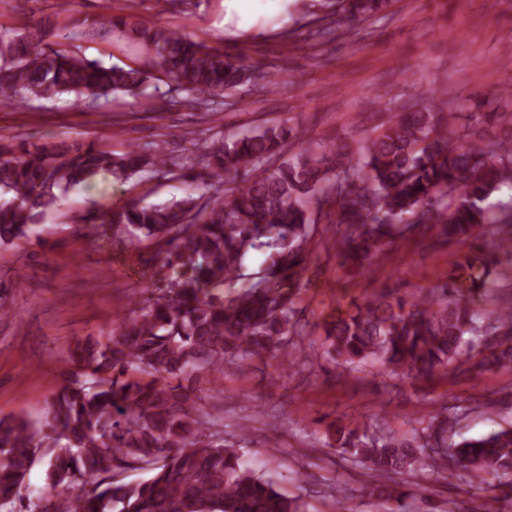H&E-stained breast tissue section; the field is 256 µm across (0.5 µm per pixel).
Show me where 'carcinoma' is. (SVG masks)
<instances>
[{
  "mask_svg": "<svg viewBox=\"0 0 512 512\" xmlns=\"http://www.w3.org/2000/svg\"><path fill=\"white\" fill-rule=\"evenodd\" d=\"M389 0H305L302 14L319 26L314 39L342 35L345 19L371 18ZM137 51L131 64L88 58L81 42L97 22L72 19L64 8L49 24L0 30V106L58 101L69 94L96 103L138 96L164 83L182 101L215 109L224 97L257 79L253 67L202 40L128 13L108 17ZM509 128L491 139L493 121ZM434 105L403 107L375 138L353 146L326 142L286 157L296 137L279 126L222 131L190 141L188 157L205 170L201 185L166 203L130 199L80 217L89 242L107 232L120 241L149 243L150 285L134 291L132 317L102 341H78L71 352L75 379L51 398L42 419L0 417V506L22 497L41 449L49 455L47 488L34 512H307L264 471L242 460L246 433L227 444L197 414L187 383L223 380L256 356L288 372L297 365L292 288L306 261L310 227L332 225L336 260L361 276L385 260L399 240L431 233L458 248L456 277L409 295L377 296L325 328L327 360L343 373L430 378L473 352L475 367L512 366V303L483 318L474 297L494 286L499 256L512 258V239L485 250L479 240L512 226V202L491 206L512 184V115H469L451 131ZM168 167L164 147L114 150L74 145L0 144V248L26 240L54 211L62 193L102 178L125 185ZM266 254L248 271L245 258ZM235 288L231 298L224 289ZM450 416L397 436L366 424L334 426L327 446L366 469L384 512H406L409 489L395 476L429 470L475 488L497 480L493 499L472 507L499 512L512 502V429L448 443Z\"/></svg>",
  "mask_w": 512,
  "mask_h": 512,
  "instance_id": "1",
  "label": "carcinoma"
}]
</instances>
